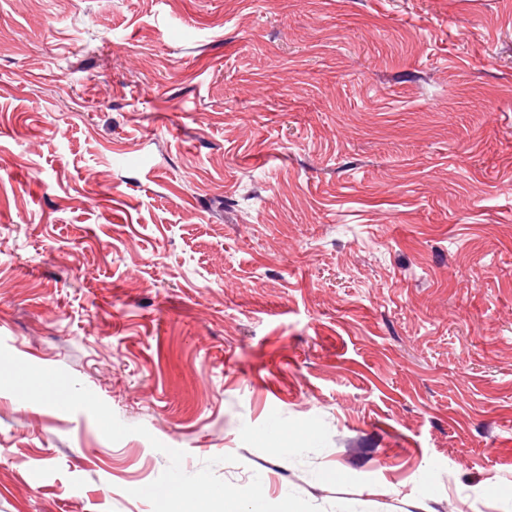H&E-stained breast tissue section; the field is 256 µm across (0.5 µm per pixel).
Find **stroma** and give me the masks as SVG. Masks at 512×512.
<instances>
[{"label":"stroma","mask_w":512,"mask_h":512,"mask_svg":"<svg viewBox=\"0 0 512 512\" xmlns=\"http://www.w3.org/2000/svg\"><path fill=\"white\" fill-rule=\"evenodd\" d=\"M0 340L150 432L0 391V512H512V0H0Z\"/></svg>","instance_id":"stroma-1"}]
</instances>
